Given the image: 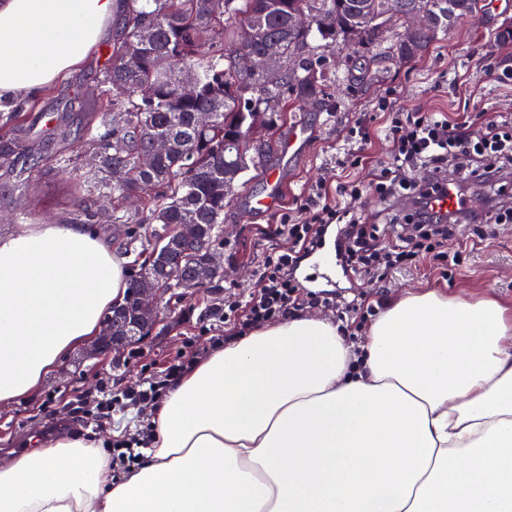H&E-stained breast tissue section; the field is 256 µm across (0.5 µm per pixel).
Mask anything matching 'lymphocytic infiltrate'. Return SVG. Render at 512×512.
<instances>
[{
	"label": "lymphocytic infiltrate",
	"mask_w": 512,
	"mask_h": 512,
	"mask_svg": "<svg viewBox=\"0 0 512 512\" xmlns=\"http://www.w3.org/2000/svg\"><path fill=\"white\" fill-rule=\"evenodd\" d=\"M379 112L384 115L382 132L387 142L386 158L372 168L369 180L353 177V170L364 167L365 145L371 139L368 124L356 122L350 129L351 146L337 152L339 168L349 171L347 180L335 188L319 185L316 193L301 197L294 213L283 215L272 225L271 236L283 239L282 247L269 253L262 262L257 288L247 295L229 292L224 302V330L212 334V345L219 346L266 323L296 314L313 306L334 308L339 318L361 327L373 316L375 306L365 298L346 299L301 293L291 271L318 244L322 227H342L338 253L356 277L378 279L390 271L412 267L432 260L435 269L448 266V254L441 245L460 228L481 224L485 228L512 220L511 206L490 205L485 212L471 210L436 211L432 197L443 191L448 165H456L458 188L468 192L500 183L512 174V117L500 116L488 121L480 134H473L467 115L456 120L429 112H416L396 104L394 98H381ZM425 171L427 182L414 179L416 171ZM386 201L409 199L411 211L400 232L383 241L377 225L367 223L360 201L369 196ZM203 349L189 342L179 348L160 373L152 374L124 394L133 403L152 407L190 366L202 359Z\"/></svg>",
	"instance_id": "1"
}]
</instances>
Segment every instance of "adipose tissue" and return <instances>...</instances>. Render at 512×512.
<instances>
[{"mask_svg":"<svg viewBox=\"0 0 512 512\" xmlns=\"http://www.w3.org/2000/svg\"><path fill=\"white\" fill-rule=\"evenodd\" d=\"M121 0H0V98L80 66ZM87 224L0 237V406L34 394L129 287ZM126 474L101 441L30 436L0 512H512V312L407 293L349 343L299 313L212 348L151 411Z\"/></svg>","mask_w":512,"mask_h":512,"instance_id":"adipose-tissue-1","label":"adipose tissue"}]
</instances>
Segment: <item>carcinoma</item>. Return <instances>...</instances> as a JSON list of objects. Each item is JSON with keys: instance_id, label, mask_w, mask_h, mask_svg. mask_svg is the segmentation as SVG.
Masks as SVG:
<instances>
[{"instance_id": "carcinoma-1", "label": "carcinoma", "mask_w": 512, "mask_h": 512, "mask_svg": "<svg viewBox=\"0 0 512 512\" xmlns=\"http://www.w3.org/2000/svg\"><path fill=\"white\" fill-rule=\"evenodd\" d=\"M118 16L120 34L113 43L110 65L97 79V100L73 97L69 109L82 114L76 132L58 129L35 148L13 145L0 150V172L20 191L28 188L32 172L45 162L67 163L77 170L73 205L76 223L96 224L95 192L112 195L111 224H148L150 231L133 236L141 250L130 265V287L156 247L181 224H195V235L179 239L186 261L177 277L168 267H153L154 275L177 289L179 280L195 277L202 246L224 244L221 224L224 208L243 176L260 167V157L241 155L232 140L249 132L250 114L268 98L279 101L268 112L266 133L283 121V112L300 107L306 96L320 97L324 111H335L334 88L351 83L356 63L366 71L406 57L414 62L426 55L437 40L432 30L421 32L411 44L400 38L386 41L365 26L367 17L382 10L404 15L413 0H123ZM309 26H293L297 14ZM249 25L253 37L242 38ZM232 29L233 40L224 42ZM341 40L349 49L344 68L336 69L316 42L331 45ZM256 54L281 62L283 72L270 79L262 73L243 77L235 59ZM192 82L191 95L182 92ZM0 137L14 141L24 109L7 107ZM209 112L213 122L202 127L197 113ZM157 138L169 142L168 152L149 168L138 165L141 154ZM97 157L84 168L82 154ZM146 188L135 211L125 200Z\"/></svg>"}]
</instances>
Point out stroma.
Listing matches in <instances>:
<instances>
[{
	"instance_id": "1",
	"label": "stroma",
	"mask_w": 512,
	"mask_h": 512,
	"mask_svg": "<svg viewBox=\"0 0 512 512\" xmlns=\"http://www.w3.org/2000/svg\"><path fill=\"white\" fill-rule=\"evenodd\" d=\"M512 17V0H480V11L464 18L448 34L439 36L429 53L413 63L391 65L388 72L368 85L363 95L350 97L336 94L332 112H291L274 132V148L264 168L250 170L248 185L224 210V278L198 295L182 299L174 312L163 320L149 338L123 354L121 359L90 358L85 347H78L64 358L45 378L34 395L0 407V448H21L25 438L42 433L63 431L95 439L109 433H138L145 413L138 405L128 403L116 407L111 422L95 426L76 420L75 397H93L102 389L120 392L136 385L142 377L157 371L177 348L187 341L206 346L209 340L200 332L212 324L213 313L223 311L227 287L247 294L259 277L263 258L278 244L264 233L266 225L278 223L279 212L257 215L245 209L246 200L264 189L265 168L284 169L288 176L285 207L295 205L296 198L311 192L316 183L336 178V151L347 142L350 127L356 119L375 115L378 100L385 95L401 105L421 112H436L456 118L464 106H471L473 130H480L485 119L496 115H512V85H502L490 77V70L512 71V39L496 34L493 19ZM115 27H108L93 54L63 81L39 94L36 103L42 119L34 131L18 128L16 138L23 145L36 144L40 135L75 123L77 116L69 112L66 97L79 92L87 98L97 94L95 77L109 63V47ZM467 67V90L458 92L445 82L454 64ZM471 102H464V94ZM303 121L308 141L302 154L290 156L281 152L279 143L294 121ZM32 180L35 190L21 193L6 179H0V235L22 229L23 225L51 219L59 224L72 222L71 183L73 171L54 164L36 172ZM337 232L328 227L324 234L326 264L307 257L295 270L294 277L303 292L323 296L342 294L353 297L367 294L381 302L408 291L433 288L466 299L492 297L512 309V223L500 224L492 236L470 237L467 241L449 238L444 249L448 253L464 252L463 262L449 265L447 274L429 269L409 268L393 272L372 282L357 280L347 271L336 253Z\"/></svg>"
}]
</instances>
